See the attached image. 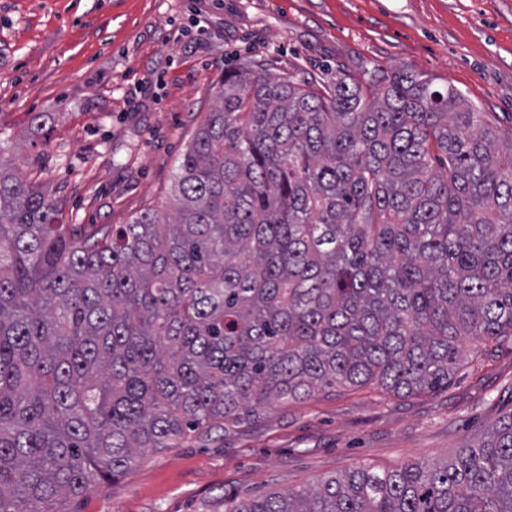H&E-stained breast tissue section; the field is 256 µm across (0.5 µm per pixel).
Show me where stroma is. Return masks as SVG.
<instances>
[{
  "mask_svg": "<svg viewBox=\"0 0 512 512\" xmlns=\"http://www.w3.org/2000/svg\"><path fill=\"white\" fill-rule=\"evenodd\" d=\"M407 67L512 131V0H0V151L67 224L164 206L227 68ZM34 112L51 128L30 129ZM512 412V343L468 350L448 384H368L278 407L240 431L146 450L75 512H224L318 477L433 461Z\"/></svg>",
  "mask_w": 512,
  "mask_h": 512,
  "instance_id": "obj_1",
  "label": "stroma"
}]
</instances>
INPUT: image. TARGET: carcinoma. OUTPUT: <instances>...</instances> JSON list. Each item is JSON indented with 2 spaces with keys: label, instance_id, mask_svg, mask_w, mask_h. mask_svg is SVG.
<instances>
[{
  "label": "carcinoma",
  "instance_id": "carcinoma-1",
  "mask_svg": "<svg viewBox=\"0 0 512 512\" xmlns=\"http://www.w3.org/2000/svg\"><path fill=\"white\" fill-rule=\"evenodd\" d=\"M512 339V132L411 69L224 72L171 199L65 224L0 152V512L317 392L448 383ZM224 512H512V414L444 460Z\"/></svg>",
  "mask_w": 512,
  "mask_h": 512
}]
</instances>
